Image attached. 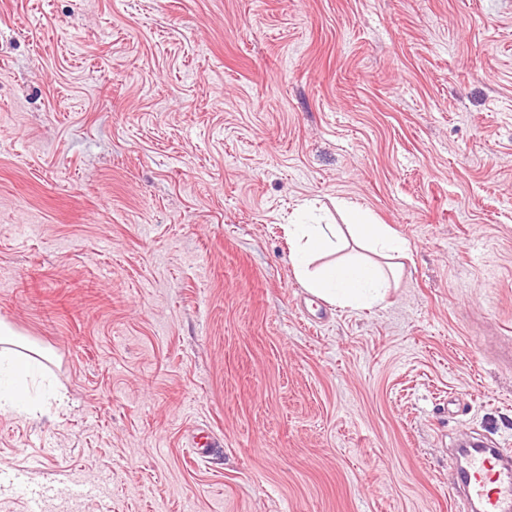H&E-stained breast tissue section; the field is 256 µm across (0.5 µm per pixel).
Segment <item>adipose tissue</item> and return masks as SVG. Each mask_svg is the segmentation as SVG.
Returning a JSON list of instances; mask_svg holds the SVG:
<instances>
[{"instance_id":"obj_1","label":"adipose tissue","mask_w":512,"mask_h":512,"mask_svg":"<svg viewBox=\"0 0 512 512\" xmlns=\"http://www.w3.org/2000/svg\"><path fill=\"white\" fill-rule=\"evenodd\" d=\"M340 209L346 220L342 227L305 222L311 207L301 204L299 220L285 227L294 272L311 295L329 304L358 310L383 306L390 281L382 265L351 258L321 265L317 259L341 251L350 238L384 258L405 255L409 243L387 225L373 223L369 210L360 205L344 201ZM12 341V331L0 326V413L32 414L38 405L29 393V384L40 373L41 363L12 352Z\"/></svg>"}]
</instances>
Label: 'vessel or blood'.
<instances>
[{"instance_id": "obj_1", "label": "vessel or blood", "mask_w": 512, "mask_h": 512, "mask_svg": "<svg viewBox=\"0 0 512 512\" xmlns=\"http://www.w3.org/2000/svg\"><path fill=\"white\" fill-rule=\"evenodd\" d=\"M220 443L210 430L198 428L190 435L188 448L194 458L209 459ZM457 474V485L469 499L473 512H506L512 506V453L503 448H470Z\"/></svg>"}]
</instances>
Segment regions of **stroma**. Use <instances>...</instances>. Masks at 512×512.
<instances>
[{"mask_svg": "<svg viewBox=\"0 0 512 512\" xmlns=\"http://www.w3.org/2000/svg\"><path fill=\"white\" fill-rule=\"evenodd\" d=\"M342 199L410 244L382 308L294 273ZM0 323L66 396L0 415V512H463L450 449H512V0H0ZM188 448L194 458L206 460L214 454L216 448H222V445L212 436L210 430L196 428L190 434Z\"/></svg>", "mask_w": 512, "mask_h": 512, "instance_id": "1", "label": "stroma"}]
</instances>
